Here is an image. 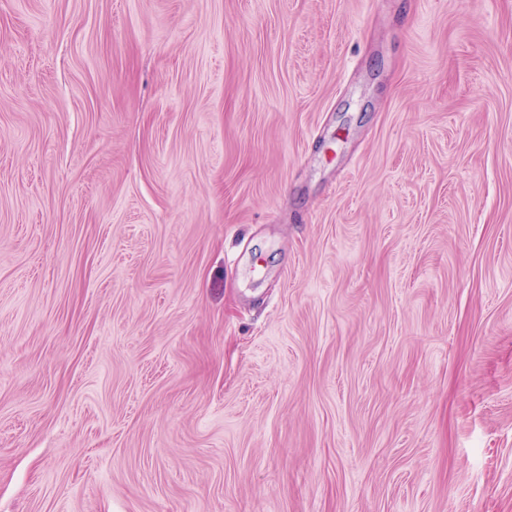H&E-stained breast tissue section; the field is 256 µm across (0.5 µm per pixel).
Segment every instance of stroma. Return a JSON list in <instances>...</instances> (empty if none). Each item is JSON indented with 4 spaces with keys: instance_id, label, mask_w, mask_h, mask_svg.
Listing matches in <instances>:
<instances>
[{
    "instance_id": "35a3bbf8",
    "label": "stroma",
    "mask_w": 512,
    "mask_h": 512,
    "mask_svg": "<svg viewBox=\"0 0 512 512\" xmlns=\"http://www.w3.org/2000/svg\"><path fill=\"white\" fill-rule=\"evenodd\" d=\"M0 512H512V0H0Z\"/></svg>"
}]
</instances>
